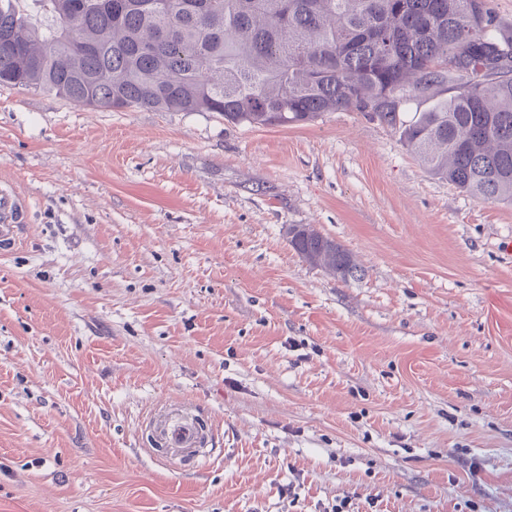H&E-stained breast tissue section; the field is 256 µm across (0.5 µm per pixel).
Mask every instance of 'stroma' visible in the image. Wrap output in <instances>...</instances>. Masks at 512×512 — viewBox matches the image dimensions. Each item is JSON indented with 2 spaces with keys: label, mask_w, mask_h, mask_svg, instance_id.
<instances>
[{
  "label": "stroma",
  "mask_w": 512,
  "mask_h": 512,
  "mask_svg": "<svg viewBox=\"0 0 512 512\" xmlns=\"http://www.w3.org/2000/svg\"><path fill=\"white\" fill-rule=\"evenodd\" d=\"M1 185L30 222L0 256V512H512V204L357 112L254 128L9 87ZM160 408L217 454L151 451ZM287 235L291 247L310 265L324 267L342 281L361 276L362 270L351 254L341 244L323 236L311 226L288 225Z\"/></svg>",
  "instance_id": "stroma-1"
}]
</instances>
